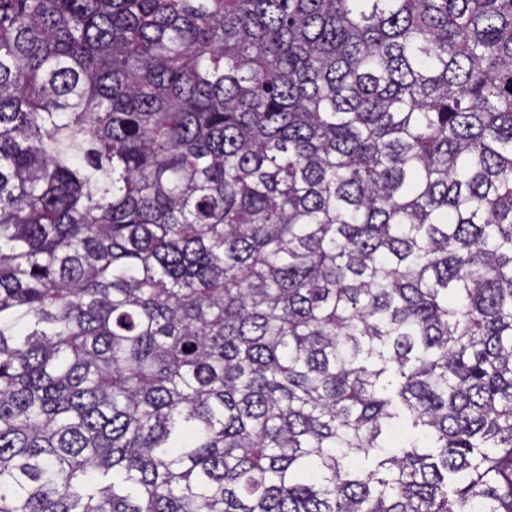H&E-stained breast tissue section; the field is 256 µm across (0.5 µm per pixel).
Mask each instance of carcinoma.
Here are the masks:
<instances>
[{
  "label": "carcinoma",
  "mask_w": 512,
  "mask_h": 512,
  "mask_svg": "<svg viewBox=\"0 0 512 512\" xmlns=\"http://www.w3.org/2000/svg\"><path fill=\"white\" fill-rule=\"evenodd\" d=\"M0 512H512V0H0Z\"/></svg>",
  "instance_id": "cac0c4a2"
}]
</instances>
